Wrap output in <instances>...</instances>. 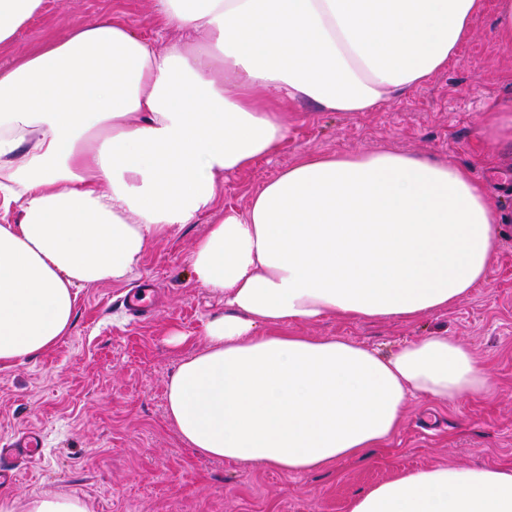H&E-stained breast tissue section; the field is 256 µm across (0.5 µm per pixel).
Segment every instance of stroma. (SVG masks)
<instances>
[{"instance_id": "1", "label": "stroma", "mask_w": 512, "mask_h": 512, "mask_svg": "<svg viewBox=\"0 0 512 512\" xmlns=\"http://www.w3.org/2000/svg\"><path fill=\"white\" fill-rule=\"evenodd\" d=\"M447 68L408 97L371 112L288 110V138L252 167L225 178L218 210L168 239L150 241L126 279L81 289L74 326L51 351L0 370V447L26 430L40 433L38 459L21 465L0 497L45 492L83 495L91 512H349L352 497L399 469L435 465L512 466V150L486 154L483 115L512 99V46L494 36L495 0ZM105 16L161 45L154 0H44L14 42L0 46V67L49 35ZM386 149L471 168L502 210V236L488 283L460 302L416 320L297 324L305 336H336L383 353L445 333L468 347L494 380L488 394L445 405L412 401L399 434L364 461L327 472L284 474L204 457L187 447L165 412V386L181 360L203 344L206 319L224 305L197 283L194 241L225 212H244L255 190L305 154ZM155 280L157 307L136 317L125 296ZM187 341L172 347L171 332Z\"/></svg>"}]
</instances>
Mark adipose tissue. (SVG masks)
Listing matches in <instances>:
<instances>
[{"label":"adipose tissue","instance_id":"adipose-tissue-1","mask_svg":"<svg viewBox=\"0 0 512 512\" xmlns=\"http://www.w3.org/2000/svg\"><path fill=\"white\" fill-rule=\"evenodd\" d=\"M44 0H0V46ZM184 38L155 46L109 19L49 36L0 68V368L69 336L80 289L119 281L148 242L212 211L228 175L288 137L289 106L371 112L427 83L485 0H156ZM512 145V100L487 112ZM501 215L469 168L391 150L304 155L192 247L224 303L166 382L197 453L285 474L327 471L397 436L411 401L489 391L435 334L383 355L294 324L424 317L486 284ZM0 512H90L75 493ZM349 512H512V466L405 470Z\"/></svg>","mask_w":512,"mask_h":512}]
</instances>
